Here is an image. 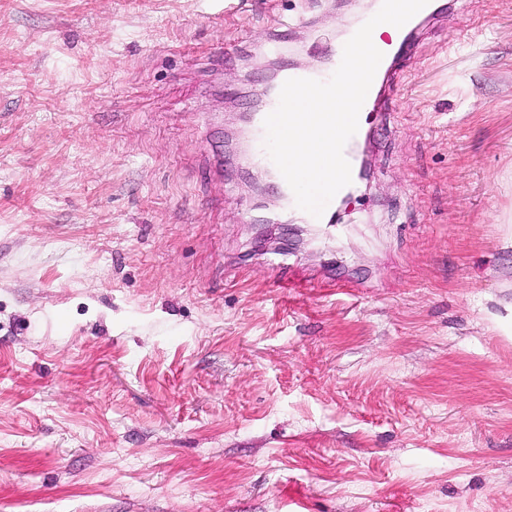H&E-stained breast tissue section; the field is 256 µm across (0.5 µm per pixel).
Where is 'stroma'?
<instances>
[{
    "instance_id": "stroma-1",
    "label": "stroma",
    "mask_w": 512,
    "mask_h": 512,
    "mask_svg": "<svg viewBox=\"0 0 512 512\" xmlns=\"http://www.w3.org/2000/svg\"><path fill=\"white\" fill-rule=\"evenodd\" d=\"M443 2L292 247L209 146L361 0H0V512H512V0Z\"/></svg>"
}]
</instances>
